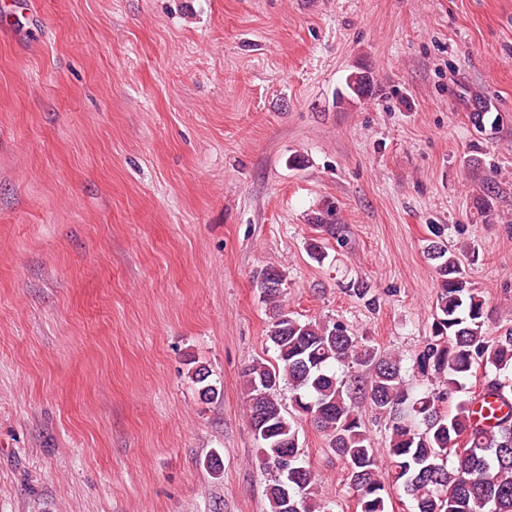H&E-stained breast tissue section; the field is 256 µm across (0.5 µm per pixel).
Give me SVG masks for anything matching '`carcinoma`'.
I'll return each mask as SVG.
<instances>
[{"label": "carcinoma", "mask_w": 512, "mask_h": 512, "mask_svg": "<svg viewBox=\"0 0 512 512\" xmlns=\"http://www.w3.org/2000/svg\"><path fill=\"white\" fill-rule=\"evenodd\" d=\"M346 86L357 97L369 77L350 74ZM480 134L492 136L499 118L488 120L479 107L471 113ZM498 191L485 178L478 209L492 216ZM425 252L437 275L433 321L416 368L436 388L415 394L405 381L402 359L379 352L340 320L302 321L283 303V274L263 269L257 287L271 310L267 337L274 361L257 360L243 371L248 420L260 444L263 469L271 475L266 496L270 512H329L318 498L317 479L302 459L298 423L313 421L329 436L346 482L356 492V512H389L392 488L414 502L415 512H512V413L474 420L475 399L455 400L462 380L483 370L482 393L512 400V326L489 335V312L461 268L463 246L442 241L444 227H429ZM346 368L337 374V368ZM293 392L292 412L283 409L281 384ZM389 417L386 474L379 452L363 429L357 400ZM465 450L456 452L460 438Z\"/></svg>", "instance_id": "carcinoma-1"}]
</instances>
